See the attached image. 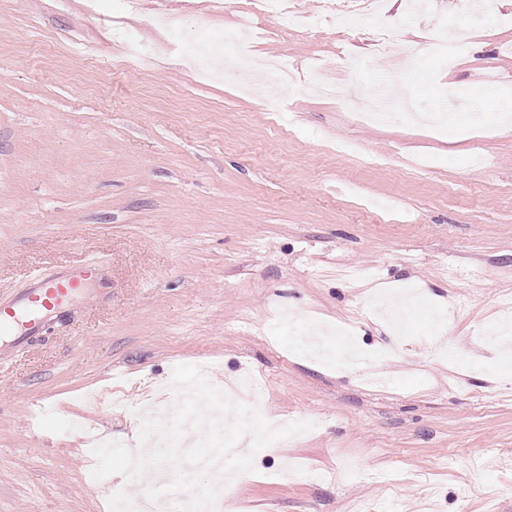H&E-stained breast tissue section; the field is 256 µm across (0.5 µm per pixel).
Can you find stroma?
<instances>
[{"label":"stroma","instance_id":"35a3bbf8","mask_svg":"<svg viewBox=\"0 0 512 512\" xmlns=\"http://www.w3.org/2000/svg\"><path fill=\"white\" fill-rule=\"evenodd\" d=\"M407 2L385 0L381 51L345 0H295L311 23L288 30L251 0H0V301L81 261L105 276L0 374V512H104L67 423L136 448L143 387L182 364L252 373L266 420L312 425L255 453L224 512H512V353L480 337L512 296V0L478 25ZM261 60L293 73L284 111L250 88ZM314 66L340 99L307 91ZM394 78L414 112L358 119ZM347 323L393 347L386 385L304 353Z\"/></svg>","mask_w":512,"mask_h":512}]
</instances>
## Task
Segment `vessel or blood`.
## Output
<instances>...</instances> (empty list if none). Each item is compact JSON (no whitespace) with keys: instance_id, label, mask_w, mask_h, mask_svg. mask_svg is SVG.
I'll return each mask as SVG.
<instances>
[{"instance_id":"vessel-or-blood-1","label":"vessel or blood","mask_w":512,"mask_h":512,"mask_svg":"<svg viewBox=\"0 0 512 512\" xmlns=\"http://www.w3.org/2000/svg\"><path fill=\"white\" fill-rule=\"evenodd\" d=\"M100 277L96 265L85 264L54 276H34L32 284L13 301L0 303V335L22 346L46 334L51 320H70L77 299Z\"/></svg>"}]
</instances>
